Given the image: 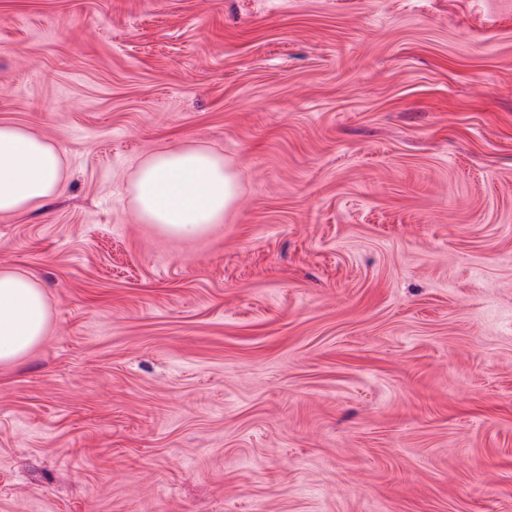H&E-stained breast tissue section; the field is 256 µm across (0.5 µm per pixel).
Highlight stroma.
Wrapping results in <instances>:
<instances>
[{
	"mask_svg": "<svg viewBox=\"0 0 512 512\" xmlns=\"http://www.w3.org/2000/svg\"><path fill=\"white\" fill-rule=\"evenodd\" d=\"M0 122L68 173L0 215V512H512V0H0ZM190 142L242 192L179 240ZM239 191L238 174L224 156L201 145L148 157L130 188L140 221L175 238L200 236L211 224L223 223ZM50 321L40 281L24 271L0 269V366L26 358L43 341Z\"/></svg>",
	"mask_w": 512,
	"mask_h": 512,
	"instance_id": "stroma-1",
	"label": "stroma"
}]
</instances>
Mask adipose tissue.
<instances>
[{
    "label": "adipose tissue",
    "instance_id": "adipose-tissue-1",
    "mask_svg": "<svg viewBox=\"0 0 512 512\" xmlns=\"http://www.w3.org/2000/svg\"><path fill=\"white\" fill-rule=\"evenodd\" d=\"M65 185L64 159L53 143L24 126L0 123V215L37 209ZM239 191L236 171L201 145L148 157L130 188L140 221L175 238L196 237L223 223ZM50 321L40 281L24 271L0 269V366L26 358L43 341Z\"/></svg>",
    "mask_w": 512,
    "mask_h": 512
}]
</instances>
